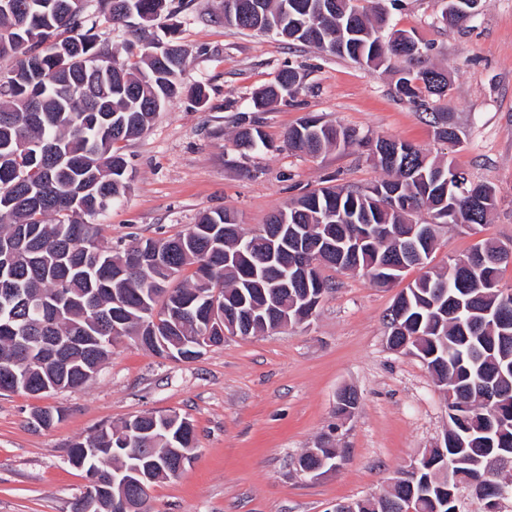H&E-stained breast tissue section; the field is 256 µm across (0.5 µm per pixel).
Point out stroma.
Segmentation results:
<instances>
[{
	"label": "stroma",
	"mask_w": 512,
	"mask_h": 512,
	"mask_svg": "<svg viewBox=\"0 0 512 512\" xmlns=\"http://www.w3.org/2000/svg\"><path fill=\"white\" fill-rule=\"evenodd\" d=\"M357 5L384 8L389 26L415 35L425 65L448 76L445 97L417 107L396 96L395 69L375 71L309 45L225 27L222 0H193L155 27L176 26L187 51L181 79L204 87L208 104L195 108L175 98L141 137L124 143L129 188L95 217L100 240L120 251L185 232L199 214L222 209L249 234L314 189L365 188L384 178L357 146L314 157L290 151L285 132L313 114L412 143L494 187L487 223L438 229L436 268L447 269L449 259L483 238L512 245V0H488L460 27L443 23L446 0ZM286 66L299 77L295 97L254 113L253 93ZM431 112L452 115L458 143L435 138ZM255 117L270 146L244 156L231 133ZM322 274L334 289L307 321L226 337L192 361L157 357L126 338L81 390L0 392V512H71L87 479L68 464L69 445L100 426L168 410L191 421L196 448L179 478L151 488L153 512H331L336 503L385 493L391 477L448 429V403L426 364L387 344L393 301L421 271L408 269L388 287L356 272ZM347 389L357 392L359 406L342 423L336 398ZM46 407L62 410V420L33 427L32 414ZM325 435L339 452L338 468L317 478L301 474L298 458Z\"/></svg>",
	"instance_id": "1"
}]
</instances>
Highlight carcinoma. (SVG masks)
<instances>
[{
	"instance_id": "cac0c4a2",
	"label": "carcinoma",
	"mask_w": 512,
	"mask_h": 512,
	"mask_svg": "<svg viewBox=\"0 0 512 512\" xmlns=\"http://www.w3.org/2000/svg\"><path fill=\"white\" fill-rule=\"evenodd\" d=\"M171 0H0V291L28 294L45 308H17L0 297V391L27 395L84 387L112 353L114 342L98 339L120 326L128 336H158L164 345L146 350L159 357L194 360L204 348L224 344V331L208 328L212 308L235 302L258 309L267 288L254 287L266 233L286 226L303 233L304 252L315 254V240H348L361 224L394 234H379L336 264L357 267L377 285V267L395 263L411 240L425 261H406L405 269L424 273L395 298L389 318L405 315L407 335L420 334L434 381L447 387L448 456L459 461L462 482L486 489L500 500L499 470L512 463V293L495 287L503 265V244L485 238L452 263L466 262L455 276L430 267L435 227L446 222L470 227L486 222L496 206L495 190L475 183L453 163L431 159L416 146L399 142L395 155L377 153L380 139L348 128L302 118L285 135L288 148L308 154L368 148L387 173L366 190L315 189L277 210L261 230L243 233L234 213L210 211L186 232L166 239L146 238L114 252L98 238L90 218L108 210L127 187L128 163L122 143L140 136L157 112L182 93L180 75L186 53L175 36L160 46L145 36L142 49L122 56L112 49L106 29L131 15L155 21L171 11ZM261 5L262 21L281 38L323 48L336 34L333 54L369 68L398 56L421 62L385 28L382 8L375 17L348 0H224V25L252 30V5ZM443 72L428 66L402 72L397 95L424 106L427 97H443L448 84L431 86L424 76ZM298 90L292 68L280 69L272 83L252 96L261 111ZM435 137L450 141L446 112L431 113ZM235 146L247 154L270 144L260 122L240 124ZM426 210L429 220L415 215ZM331 290L317 272L314 284L283 295L288 317L300 323L312 316ZM486 385L498 390L492 410L499 417L488 431L489 411L476 405ZM194 427L174 411L119 427L103 426L75 441L68 462L100 473L87 485L73 512L96 501L93 512H150L148 490L180 476L193 460ZM444 460H434L416 478L408 471L386 493L388 512H403L413 493L448 498Z\"/></svg>"
}]
</instances>
